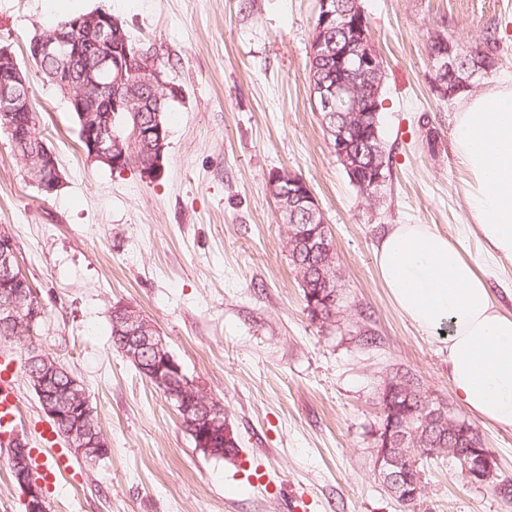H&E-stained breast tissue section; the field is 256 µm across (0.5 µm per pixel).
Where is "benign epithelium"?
I'll return each instance as SVG.
<instances>
[{"mask_svg":"<svg viewBox=\"0 0 512 512\" xmlns=\"http://www.w3.org/2000/svg\"><path fill=\"white\" fill-rule=\"evenodd\" d=\"M319 5L321 18L313 28L310 54L335 58L336 66L346 70V75L314 87L313 106L322 114L333 153L345 162L353 161L348 166L353 185L361 194L374 198L386 182L384 165L375 162L368 167L359 165L358 155L361 152H367V156L372 158L376 154L370 140L357 139L356 132L360 129L370 131L375 127L376 115L380 111V86L384 81L383 60L367 33V18L361 8L344 0H319ZM28 52L38 62L44 57L58 61L51 74L52 83L74 110L81 113L82 140L89 148V158L112 168L128 166L126 155H117L108 145L112 140L111 127L88 119V113L141 111L142 100L133 93L132 81L129 80L136 73L146 75L145 83L159 103L175 90L148 53L139 51L133 54L129 51L123 26L103 10L73 17L37 33L28 46ZM459 57L456 45L446 40L440 41L431 52L430 67L437 75L432 87L437 95L445 97L451 94L447 84L453 76L456 77L453 86L457 89L474 88L469 81L457 78ZM27 85V71L23 70L8 47L1 46L0 119L14 138L29 136L17 126V115L31 111L29 98L24 95ZM155 137L157 159L151 165L140 167L146 179L155 178L163 167L165 143L162 130H157ZM34 161L36 164L33 165L31 160L23 159L28 180L42 192L52 194L57 191L61 175L52 151L40 152ZM268 189L277 202L278 212L302 205L306 218L318 224V228L310 233L290 228L288 235L299 240L312 255L331 250L328 227L320 218L319 202L303 180L276 173L269 177ZM0 265L6 271L4 287L15 288L7 300H0V324L20 326L19 316L26 308L31 316L39 317L37 305L21 290L26 276L17 263L12 238L4 233L0 234ZM112 312L120 316L128 334L137 339L132 349L126 350V355L137 360L139 350L148 349L152 353V361L146 369L148 378L175 402L179 411L187 414L197 411L191 430L199 445L209 448L222 443L227 448L236 447L232 434L221 419L223 411L214 409L211 400L190 383L164 338L156 334L143 314L128 304L117 305ZM37 363L41 368L32 374L31 388L39 398L44 414L50 420L63 424L61 437L66 447L77 457L94 464L109 448L103 434L94 428L95 410L83 384L69 373L67 383L56 394L52 385L60 370L58 362L50 354L34 348L26 358V367L32 369ZM379 433L383 444L376 450L375 468L383 483L397 496L417 498L421 492L420 481L409 479L407 471L410 465L403 464L389 452L391 444L404 438V434L388 422ZM12 462L21 471L16 480L27 512H48L40 485L25 471L28 464L26 449H14ZM493 470L494 459L485 448H472L466 452L463 471L467 476L482 480L484 474Z\"/></svg>","mask_w":512,"mask_h":512,"instance_id":"obj_1","label":"benign epithelium"}]
</instances>
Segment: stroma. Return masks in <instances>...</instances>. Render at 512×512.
Listing matches in <instances>:
<instances>
[{"label": "stroma", "instance_id": "1", "mask_svg": "<svg viewBox=\"0 0 512 512\" xmlns=\"http://www.w3.org/2000/svg\"><path fill=\"white\" fill-rule=\"evenodd\" d=\"M385 67L380 123L391 157L379 200L355 188L311 104L309 40L318 0H0V46L34 92L36 129L62 176L46 196L0 133V225L47 310L33 338L83 384L109 444L88 465L60 438L26 376L18 390L28 447L66 472L45 486L50 512H512L491 487L445 460L420 459L406 509L375 468L385 383L407 373L471 423L500 479L512 481V429L454 397L448 351L394 305L374 263L392 224H429L490 274L512 313V263L469 229L471 176L457 157V99L432 90L430 37L504 51L483 92L512 74V0H361ZM106 10L181 90L167 114L160 175L91 161L66 101L26 48L38 31ZM301 176L331 231L349 309L322 326L305 309L272 173ZM135 306L186 376L220 402L236 456L196 449L176 408L112 345L110 314ZM374 344H364V333Z\"/></svg>", "mask_w": 512, "mask_h": 512}]
</instances>
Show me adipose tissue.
<instances>
[{
	"mask_svg": "<svg viewBox=\"0 0 512 512\" xmlns=\"http://www.w3.org/2000/svg\"><path fill=\"white\" fill-rule=\"evenodd\" d=\"M452 138L471 173L472 222L488 253L512 262V80L461 95ZM395 305L448 350V379L466 408L512 429V314L456 243L427 224H394L375 249Z\"/></svg>",
	"mask_w": 512,
	"mask_h": 512,
	"instance_id": "adipose-tissue-1",
	"label": "adipose tissue"
}]
</instances>
